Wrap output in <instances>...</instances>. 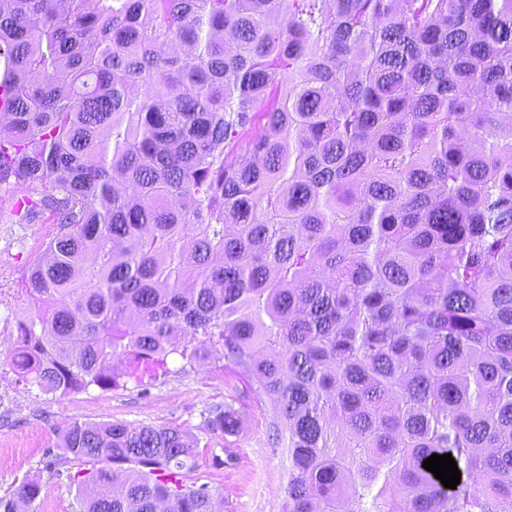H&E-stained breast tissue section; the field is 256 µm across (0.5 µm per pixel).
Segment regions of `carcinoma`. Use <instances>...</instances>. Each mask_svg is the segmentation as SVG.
<instances>
[{"label": "carcinoma", "instance_id": "1", "mask_svg": "<svg viewBox=\"0 0 512 512\" xmlns=\"http://www.w3.org/2000/svg\"><path fill=\"white\" fill-rule=\"evenodd\" d=\"M2 86L0 184L47 225L26 384L218 356L287 449L282 512H512V0H0ZM62 450L105 463L84 512H222L179 427Z\"/></svg>", "mask_w": 512, "mask_h": 512}]
</instances>
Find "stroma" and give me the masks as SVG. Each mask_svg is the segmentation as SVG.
Returning <instances> with one entry per match:
<instances>
[{"label":"stroma","mask_w":512,"mask_h":512,"mask_svg":"<svg viewBox=\"0 0 512 512\" xmlns=\"http://www.w3.org/2000/svg\"><path fill=\"white\" fill-rule=\"evenodd\" d=\"M20 195L19 186L0 185V459L6 461L0 470V501L29 481L39 484L41 493L26 512H82L76 475L94 465L60 457L62 438L76 422L120 420L187 431L196 465L184 482L208 485L223 500V512H281L286 451L268 440V409L249 385L228 377L221 359L185 364L171 356L108 391L93 386L45 394L19 382L10 366L15 325L34 310L21 300L20 288L32 248L44 234L42 225L16 223L10 209ZM225 403L239 412L237 434L222 435L204 423L207 409Z\"/></svg>","instance_id":"35a3bbf8"}]
</instances>
